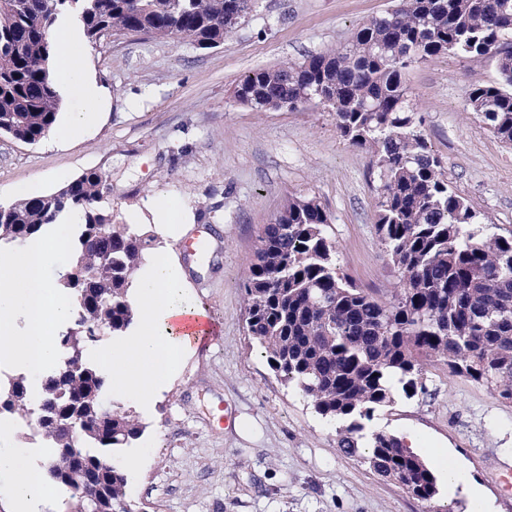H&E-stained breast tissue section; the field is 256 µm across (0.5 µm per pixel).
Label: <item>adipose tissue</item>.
I'll list each match as a JSON object with an SVG mask.
<instances>
[{"label":"adipose tissue","instance_id":"ef3b65f1","mask_svg":"<svg viewBox=\"0 0 512 512\" xmlns=\"http://www.w3.org/2000/svg\"><path fill=\"white\" fill-rule=\"evenodd\" d=\"M53 38L56 81L72 105L54 136L68 140L100 119V90L84 71L87 50L75 29L62 25ZM147 212L154 215L163 243L137 271L128 293L137 324L128 335L99 343L90 351L91 360L111 379L113 396L145 408L173 390L195 351L182 320L206 315L174 250L182 228L192 220L187 200L173 195L152 197L143 210L130 212L129 219L140 220ZM16 430V423L0 422V499L11 512H46L60 493L36 466L45 451L18 445Z\"/></svg>","mask_w":512,"mask_h":512}]
</instances>
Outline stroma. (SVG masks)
<instances>
[{
  "label": "stroma",
  "mask_w": 512,
  "mask_h": 512,
  "mask_svg": "<svg viewBox=\"0 0 512 512\" xmlns=\"http://www.w3.org/2000/svg\"><path fill=\"white\" fill-rule=\"evenodd\" d=\"M388 4L255 0L248 22L211 50L110 39L86 57L107 101L93 128L33 145L0 134V204L17 183L40 196L99 169L115 214L153 195L183 196L196 215L189 236L208 245L179 258L220 334L173 392L138 414L144 431L120 453L148 455L130 494L137 512H512V403L430 362L425 393L376 412L374 429L418 436L439 484L426 505L344 454L338 422L281 382L245 328L240 285L264 225L292 195H316L332 215L344 274L384 299L399 285L376 233L379 181L332 113L259 112L234 96L245 74L339 46ZM497 77L495 58L445 54L413 66L409 83L452 186L505 234L512 147L465 110L472 85Z\"/></svg>",
  "instance_id": "1"
}]
</instances>
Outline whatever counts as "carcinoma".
I'll return each mask as SVG.
<instances>
[{
	"label": "carcinoma",
	"instance_id": "1",
	"mask_svg": "<svg viewBox=\"0 0 512 512\" xmlns=\"http://www.w3.org/2000/svg\"><path fill=\"white\" fill-rule=\"evenodd\" d=\"M249 0H0V133L35 144L55 127L61 98L51 79L52 32L68 16L97 44L114 35L224 44L246 22ZM496 58L499 80L472 85L467 110L512 146V0H399L351 39L303 60L252 71L234 96L259 111L321 105L336 131L371 154L380 182L378 237L400 276L384 301L340 272L331 215L316 195L291 196L264 225L241 285L248 336L272 370L341 423L338 447L429 503L431 470L397 436L369 427L375 412L426 390L437 361L512 403V232L492 231L448 182L420 128L407 70L443 54ZM105 172L89 170L56 192L0 205V240L39 236L73 210L79 256L65 284L77 316L59 336L63 357L31 403L23 376L0 383V414L32 420L49 455L46 476L68 492L64 512H133L115 456L142 433L128 411H102L106 380L88 357L134 321L128 291L145 242L103 207Z\"/></svg>",
	"mask_w": 512,
	"mask_h": 512
}]
</instances>
